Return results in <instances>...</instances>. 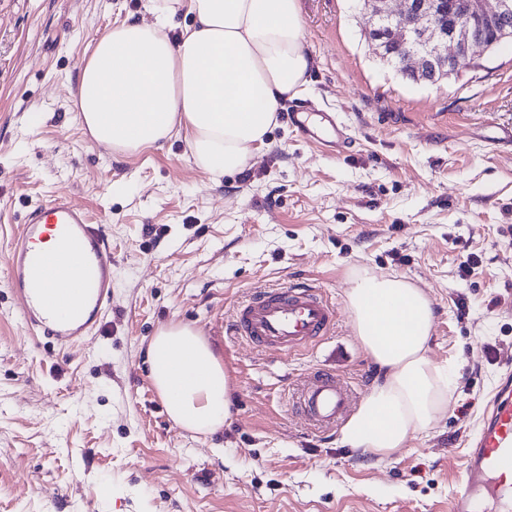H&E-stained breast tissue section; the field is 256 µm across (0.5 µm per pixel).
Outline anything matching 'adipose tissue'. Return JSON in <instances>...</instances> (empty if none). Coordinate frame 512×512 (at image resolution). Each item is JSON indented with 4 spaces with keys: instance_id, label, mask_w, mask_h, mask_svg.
Masks as SVG:
<instances>
[{
    "instance_id": "obj_1",
    "label": "adipose tissue",
    "mask_w": 512,
    "mask_h": 512,
    "mask_svg": "<svg viewBox=\"0 0 512 512\" xmlns=\"http://www.w3.org/2000/svg\"><path fill=\"white\" fill-rule=\"evenodd\" d=\"M144 8L151 21L112 27L90 46L76 86L79 120L119 155L180 134L210 178L243 171L284 102L308 84L299 0H146ZM181 10L194 23L173 39L168 21ZM345 304L378 375L340 442L383 460L444 416L457 374L428 355L434 312L424 289L359 271ZM149 355L171 419L196 433L221 430L230 386L210 343L172 324L153 338Z\"/></svg>"
}]
</instances>
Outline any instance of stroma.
<instances>
[{"instance_id":"1","label":"stroma","mask_w":512,"mask_h":512,"mask_svg":"<svg viewBox=\"0 0 512 512\" xmlns=\"http://www.w3.org/2000/svg\"><path fill=\"white\" fill-rule=\"evenodd\" d=\"M144 3L0 0V256L64 191L107 216L113 257L94 340L64 348L36 346L0 272V512H448L512 353V42L447 84H412L365 40L357 0H299L312 60L299 99L337 113L353 150L282 119L251 167L215 181L184 139L115 155L77 117L88 46L150 21ZM362 269L425 290L430 357L458 370L447 413L384 460L298 410L314 370L362 397L377 375L344 303ZM301 281L338 309L317 347L264 352L230 329L254 291ZM171 322L199 330L224 364L230 416L216 434L172 422L153 385L148 345Z\"/></svg>"}]
</instances>
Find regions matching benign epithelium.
<instances>
[{
	"label": "benign epithelium",
	"mask_w": 512,
	"mask_h": 512,
	"mask_svg": "<svg viewBox=\"0 0 512 512\" xmlns=\"http://www.w3.org/2000/svg\"><path fill=\"white\" fill-rule=\"evenodd\" d=\"M369 17L366 38L377 50H401L405 69L440 86L471 68L477 53L512 41V0H360Z\"/></svg>",
	"instance_id": "benign-epithelium-1"
}]
</instances>
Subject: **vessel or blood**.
I'll list each match as a JSON object with an SVG mask.
<instances>
[{"mask_svg": "<svg viewBox=\"0 0 512 512\" xmlns=\"http://www.w3.org/2000/svg\"><path fill=\"white\" fill-rule=\"evenodd\" d=\"M288 122L309 141L334 137L344 146L345 124L323 115L310 125L307 113L293 110ZM56 235L53 249L38 242ZM12 290L21 296L19 320L64 347L96 330L112 288V251L99 223L65 194L39 204L21 224L6 254L0 256ZM338 311L321 288L292 284L255 291L239 304L230 320L234 333L267 352L296 354L330 335ZM301 410L317 431L327 432L348 415L351 395L336 373L322 370L308 377L300 393ZM464 485L450 512H512V375L492 391L479 427L466 440Z\"/></svg>", "mask_w": 512, "mask_h": 512, "instance_id": "1", "label": "vessel or blood"}]
</instances>
